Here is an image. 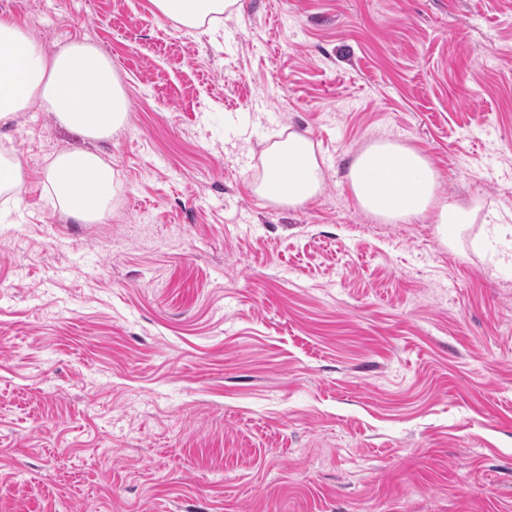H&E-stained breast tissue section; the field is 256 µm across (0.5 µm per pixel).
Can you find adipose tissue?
I'll return each mask as SVG.
<instances>
[{
	"instance_id": "1",
	"label": "adipose tissue",
	"mask_w": 512,
	"mask_h": 512,
	"mask_svg": "<svg viewBox=\"0 0 512 512\" xmlns=\"http://www.w3.org/2000/svg\"><path fill=\"white\" fill-rule=\"evenodd\" d=\"M152 9L188 28L218 21L237 0H149ZM41 99L57 120L90 139L111 136L127 117L128 105L112 75V65L97 48L74 43L53 59L19 22L0 17V124L14 120L32 99ZM269 164L297 166V175H284L272 203L296 208L316 197L323 171L312 142L289 134L273 144ZM358 206L387 224L420 219L437 224L440 233L465 224L481 223V234L499 262H512V225L494 213H482L478 203L438 194V177L426 154L394 141L373 143L355 159L349 175ZM58 201L85 224L100 222L112 202L111 167L91 152H65L46 173Z\"/></svg>"
}]
</instances>
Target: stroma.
<instances>
[{
    "label": "stroma",
    "mask_w": 512,
    "mask_h": 512,
    "mask_svg": "<svg viewBox=\"0 0 512 512\" xmlns=\"http://www.w3.org/2000/svg\"><path fill=\"white\" fill-rule=\"evenodd\" d=\"M5 0L53 56L100 49L129 104L91 140L33 104L0 146V512H512V265L479 225L383 224L350 168L422 150L512 225V0ZM308 137L320 194L253 191ZM112 169L84 224L45 174ZM238 0H149L152 9L187 28H198L206 19L218 21ZM23 183V168L18 156H0V192L19 194Z\"/></svg>",
    "instance_id": "1"
}]
</instances>
